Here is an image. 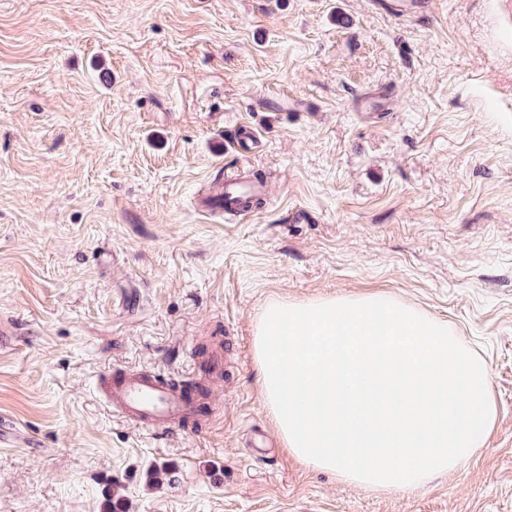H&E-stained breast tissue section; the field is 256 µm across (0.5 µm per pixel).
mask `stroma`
<instances>
[{
	"label": "stroma",
	"instance_id": "35a3bbf8",
	"mask_svg": "<svg viewBox=\"0 0 512 512\" xmlns=\"http://www.w3.org/2000/svg\"><path fill=\"white\" fill-rule=\"evenodd\" d=\"M256 172L261 207H204ZM368 291L490 367L484 448L409 493L251 445L255 314ZM120 368L206 414L146 433L98 391ZM1 416L0 512H512V0H0Z\"/></svg>",
	"mask_w": 512,
	"mask_h": 512
}]
</instances>
